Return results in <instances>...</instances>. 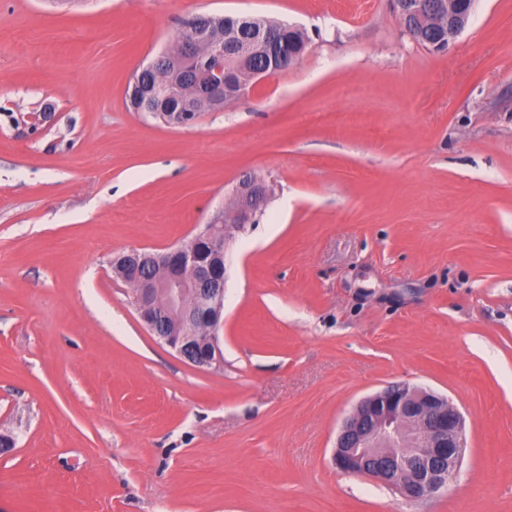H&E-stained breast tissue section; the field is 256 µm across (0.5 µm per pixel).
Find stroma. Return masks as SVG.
I'll return each instance as SVG.
<instances>
[{
  "instance_id": "35a3bbf8",
  "label": "stroma",
  "mask_w": 512,
  "mask_h": 512,
  "mask_svg": "<svg viewBox=\"0 0 512 512\" xmlns=\"http://www.w3.org/2000/svg\"><path fill=\"white\" fill-rule=\"evenodd\" d=\"M296 25L301 60L173 128L133 73L193 14ZM220 346L158 343L112 259L203 230L243 176ZM391 384L465 417L419 501L339 471ZM0 512H512V0L448 50L393 0H0Z\"/></svg>"
}]
</instances>
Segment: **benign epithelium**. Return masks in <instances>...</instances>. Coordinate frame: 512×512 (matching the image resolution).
Masks as SVG:
<instances>
[{"mask_svg":"<svg viewBox=\"0 0 512 512\" xmlns=\"http://www.w3.org/2000/svg\"><path fill=\"white\" fill-rule=\"evenodd\" d=\"M401 14L425 21L438 9L436 0H396ZM475 0L458 12L457 0H448V29L460 34ZM208 15L195 14L183 22L187 36L173 53L155 59L150 68L189 73L206 96L220 99L233 83L224 64V43L209 36ZM254 50L272 61L284 57L294 63L302 51L287 44L275 31L257 30ZM131 95L148 102L172 98L162 86L133 82ZM271 182L242 179L239 203L219 214L223 223L207 229L161 253L132 249L113 260L126 283H136L132 303L140 319L160 342L184 362L198 369L220 365L218 331L223 324L228 265L223 225L238 230L253 223L258 205ZM465 450V420L448 398L404 384L389 385L362 400L343 423L335 444L334 464L341 471L369 477L394 487L411 500L422 499L448 485Z\"/></svg>","mask_w":512,"mask_h":512,"instance_id":"7a95c632","label":"benign epithelium"}]
</instances>
